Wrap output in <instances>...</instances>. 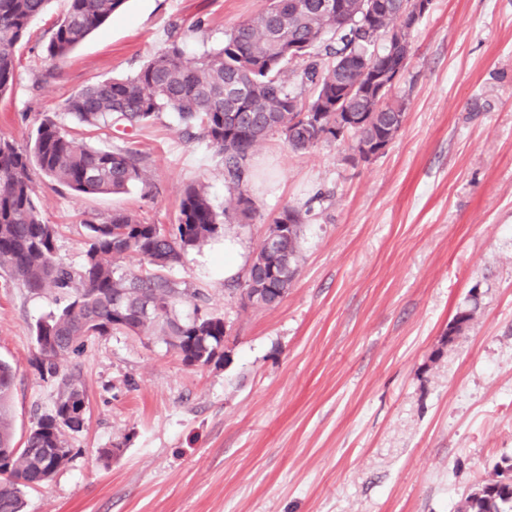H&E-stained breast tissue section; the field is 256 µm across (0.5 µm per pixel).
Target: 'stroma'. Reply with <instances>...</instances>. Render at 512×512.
<instances>
[{
  "instance_id": "obj_1",
  "label": "stroma",
  "mask_w": 512,
  "mask_h": 512,
  "mask_svg": "<svg viewBox=\"0 0 512 512\" xmlns=\"http://www.w3.org/2000/svg\"><path fill=\"white\" fill-rule=\"evenodd\" d=\"M265 5L126 0L52 67L41 45L67 8L52 0L18 48L0 137L27 145L40 113L83 86L136 73L173 35L190 54L219 47ZM409 41L391 92L406 119L383 153L356 159L350 135L296 153L270 136L250 161L254 218L227 215L173 269L227 321L220 362L189 367L157 337L114 332L64 364L86 424L66 435L72 458L25 489V512H459L512 465V0H431ZM67 128L91 146L142 152L153 193L77 196L32 168L64 263L82 260L85 214L170 224L197 182L216 210L227 205L220 159L172 114L123 140ZM286 207L309 213L295 278L278 306H241L224 286L243 281ZM55 308L50 293L0 272L19 444L60 395L30 365L35 325ZM461 310L472 319L451 332Z\"/></svg>"
}]
</instances>
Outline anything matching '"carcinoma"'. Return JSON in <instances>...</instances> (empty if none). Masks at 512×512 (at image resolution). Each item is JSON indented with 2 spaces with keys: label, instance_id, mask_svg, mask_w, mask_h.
Masks as SVG:
<instances>
[{
  "label": "carcinoma",
  "instance_id": "cac0c4a2",
  "mask_svg": "<svg viewBox=\"0 0 512 512\" xmlns=\"http://www.w3.org/2000/svg\"><path fill=\"white\" fill-rule=\"evenodd\" d=\"M125 0H68L42 47L46 60L68 56L104 25ZM324 0H268L258 14L235 25L222 46L198 56L173 40L134 75L95 81L65 100L60 112L79 124L126 132L160 114L172 113L185 130L196 129L224 162V183L232 210L248 220L257 212L250 196L249 162L254 150L279 133L298 153L336 141V95L364 85V67L394 63L393 46L380 36L398 25L399 0L376 19L378 35L360 26L362 0H342L328 9ZM50 0H0V95L14 85L18 46L30 22ZM312 93L304 95L305 88ZM353 110L371 121L353 130L355 147L382 136L394 139L404 123L400 100H381L368 92L349 99ZM36 165L60 187L78 194H117L139 186L148 195L153 184L143 156L131 148L104 150L78 142L57 120L45 115L31 143L20 148L0 138V269L34 293L50 292L64 303L37 322L32 361L40 378L56 379L61 367L83 352L93 336L112 332L150 334L173 348L187 366H207L224 357V317L194 314L184 319L177 308L203 294L170 275L184 254L221 228L203 184L189 185L174 224H149L138 214L114 210L88 213L81 263L72 267L56 254V229L44 222L29 175ZM302 212L285 208L271 219L288 235L277 252H260L239 288L255 296L251 305L273 307L283 300L301 258ZM135 255L136 269L123 260ZM15 373L0 362V512H23V489L43 484L70 459L68 431L85 420L83 391L62 379L54 408L38 418L23 446L15 447L11 399ZM462 512H512V485L483 486L469 494Z\"/></svg>",
  "mask_w": 512,
  "mask_h": 512
}]
</instances>
